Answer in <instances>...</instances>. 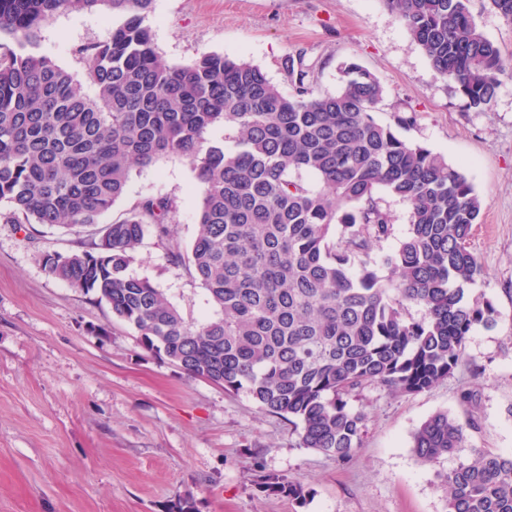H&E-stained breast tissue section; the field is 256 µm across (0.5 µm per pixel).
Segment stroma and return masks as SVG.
<instances>
[{
	"mask_svg": "<svg viewBox=\"0 0 512 512\" xmlns=\"http://www.w3.org/2000/svg\"><path fill=\"white\" fill-rule=\"evenodd\" d=\"M471 9L511 64L483 109L436 77L384 0H155L150 17L165 64L217 53L259 66L286 93L284 63L301 51L315 94L325 95L338 89L340 66L354 61L385 88L379 122L415 113L401 136L443 154L483 200L470 246L485 277L472 291L497 316L492 328L473 329L467 366L418 394L368 388L358 402L369 414L367 433L340 462L300 447L293 425L246 392L189 377L146 351L93 294L44 270L40 253L81 249L88 233L0 223V512H170L181 500L192 512H447L437 472L475 448L512 451V24L487 0H472ZM111 30L106 13H61L43 27L40 51L80 79L75 47ZM146 193L174 200L177 239L145 235L130 274L148 279L185 317L214 318L187 265L166 257L174 244L188 251L197 234L193 171L175 156L134 168L113 215ZM465 388L475 404L462 401ZM439 411L475 416L479 428L429 466L414 456L412 434ZM264 475L294 481L305 498L263 492Z\"/></svg>",
	"mask_w": 512,
	"mask_h": 512,
	"instance_id": "obj_1",
	"label": "stroma"
}]
</instances>
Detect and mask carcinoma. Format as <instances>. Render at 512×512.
<instances>
[{
  "label": "carcinoma",
  "instance_id": "obj_1",
  "mask_svg": "<svg viewBox=\"0 0 512 512\" xmlns=\"http://www.w3.org/2000/svg\"><path fill=\"white\" fill-rule=\"evenodd\" d=\"M153 2L0 0V222L91 229L89 248L42 258L49 275L96 294L145 349L187 375L246 391L293 424L299 447L347 460L368 423L350 400L370 386L432 388L465 365L472 329L495 324L492 304L470 291L484 277L470 248L482 199L443 155L375 119L384 87L358 63L340 67L341 85L326 96L314 94L300 53L285 62L288 95L258 66L221 54L170 67L154 48ZM384 2L439 79L471 107L491 104L505 61L470 0ZM95 11L120 22L77 50L90 96L39 45L55 15ZM218 127L232 145L213 136ZM169 156L188 162L199 195L189 252L167 258L189 265L215 319L187 321L128 273L146 233L176 237L169 197L142 195L104 222L130 170ZM381 190L410 204V220L377 257L391 234ZM476 427L473 416L436 412L413 433L412 451L434 465ZM437 476L448 512H512V452L476 448ZM260 488L305 497L284 478Z\"/></svg>",
  "mask_w": 512,
  "mask_h": 512
}]
</instances>
